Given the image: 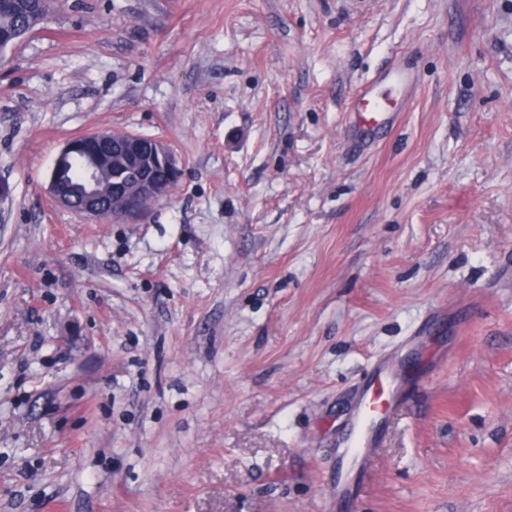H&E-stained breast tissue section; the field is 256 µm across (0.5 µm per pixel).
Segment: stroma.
Segmentation results:
<instances>
[{"label": "stroma", "mask_w": 512, "mask_h": 512, "mask_svg": "<svg viewBox=\"0 0 512 512\" xmlns=\"http://www.w3.org/2000/svg\"><path fill=\"white\" fill-rule=\"evenodd\" d=\"M4 56L0 512H512V0H68ZM112 129L183 161L145 223L46 193ZM354 115L362 140L372 137L379 129L387 128L392 115L379 98L368 92H360L354 101ZM396 369L375 371L365 380L357 406V415L345 445L348 465L364 476L373 466L375 446L383 423L393 413L397 401Z\"/></svg>", "instance_id": "stroma-1"}]
</instances>
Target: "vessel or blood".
<instances>
[{
  "instance_id": "1",
  "label": "vessel or blood",
  "mask_w": 512,
  "mask_h": 512,
  "mask_svg": "<svg viewBox=\"0 0 512 512\" xmlns=\"http://www.w3.org/2000/svg\"><path fill=\"white\" fill-rule=\"evenodd\" d=\"M354 115L362 138L372 137L387 128L392 115L379 98L359 93L354 101ZM397 371H376L365 380L357 406V415L345 445L348 465L357 474H366L375 459V446L383 423L393 413L397 401Z\"/></svg>"
}]
</instances>
